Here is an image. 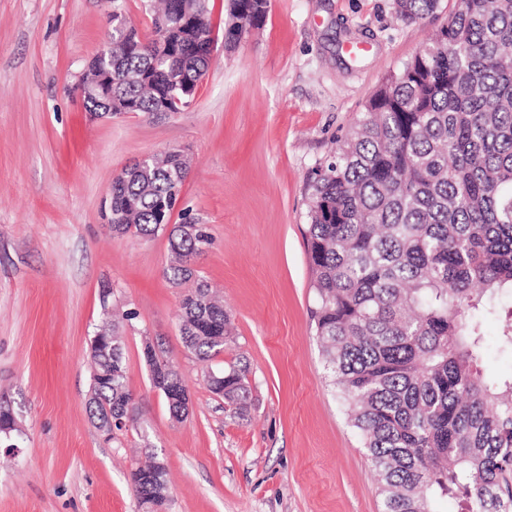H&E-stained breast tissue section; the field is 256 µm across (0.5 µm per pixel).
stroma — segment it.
Masks as SVG:
<instances>
[{"instance_id":"1","label":"stroma","mask_w":512,"mask_h":512,"mask_svg":"<svg viewBox=\"0 0 512 512\" xmlns=\"http://www.w3.org/2000/svg\"><path fill=\"white\" fill-rule=\"evenodd\" d=\"M149 4L0 0V409L17 426L0 433V512H139L129 472L152 452L169 512H382L314 336L309 182L459 0L414 22L393 0H269L262 29L214 42L188 108L94 117L73 87L112 12L151 38ZM167 151L190 162L171 221L206 226L195 268L231 319L207 367L182 342L167 234L115 237L104 217L113 178ZM127 311V384L149 439L128 430L107 443L87 409L90 340ZM146 336L183 376L184 421L151 386ZM238 360L241 412L204 378Z\"/></svg>"}]
</instances>
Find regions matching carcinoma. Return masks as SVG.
I'll return each mask as SVG.
<instances>
[{"mask_svg": "<svg viewBox=\"0 0 512 512\" xmlns=\"http://www.w3.org/2000/svg\"><path fill=\"white\" fill-rule=\"evenodd\" d=\"M414 21L441 0H394ZM268 0H230L228 44L260 28ZM153 37L112 32V55L88 73L112 70V85L80 84L89 112H178L210 61L208 0H162ZM166 39L167 53L156 50ZM188 174L178 153L126 168L113 181L112 235L169 231L166 278L186 285L181 335L206 364L224 351L230 317L194 267L210 244L200 224L169 227ZM315 333L326 370L377 476L383 512H512V377L489 374L483 326L498 322L496 345L512 353V0H459L431 42L385 78L357 129L336 142L310 182L304 230ZM119 322L92 338L89 413L101 428L132 422L138 403L126 381ZM171 418L187 407L169 389L173 369L155 375ZM247 365L230 364L224 400L248 399ZM142 512L163 501L146 487L167 484L151 463L131 472Z\"/></svg>", "mask_w": 512, "mask_h": 512, "instance_id": "carcinoma-1", "label": "carcinoma"}]
</instances>
